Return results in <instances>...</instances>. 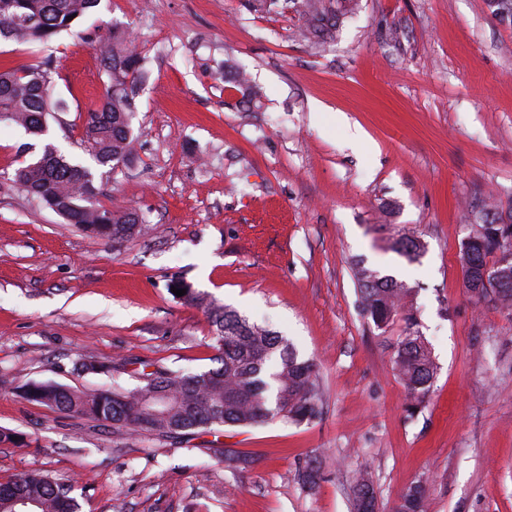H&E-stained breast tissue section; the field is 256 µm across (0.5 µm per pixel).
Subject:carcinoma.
Segmentation results:
<instances>
[{
  "instance_id": "obj_1",
  "label": "carcinoma",
  "mask_w": 512,
  "mask_h": 512,
  "mask_svg": "<svg viewBox=\"0 0 512 512\" xmlns=\"http://www.w3.org/2000/svg\"><path fill=\"white\" fill-rule=\"evenodd\" d=\"M101 0H0V39L45 44L71 30ZM305 20L304 35L314 42L337 37L343 24L358 9V0H289ZM108 69L112 93L101 109L88 113L82 143L99 166H116L134 152L126 84L136 78L139 60L129 52H112ZM56 104L50 94L49 65L0 70V123L12 122L39 137L47 128L34 116L49 117ZM13 180L28 194L68 223L108 241L118 243L144 223L138 214L108 209L96 203L101 194L92 169L70 162L57 149L45 155L41 166L26 162L15 169ZM493 224L479 222L464 237L460 260L469 294L477 290L479 269L492 264L512 270V260L499 253ZM393 249L408 261L418 260L424 243L413 236L396 239ZM363 316L386 329L402 316L406 329L393 345L391 361L407 395L406 411L414 415L426 402L438 373L427 339L414 329L413 289L389 275L359 262L353 267ZM497 305L512 312V275L493 289ZM206 313L214 327L219 351L217 366L199 372L159 366L145 374L141 384L79 390L55 382H33L21 394L34 402L104 424L116 433L147 439L180 438L223 427H253L273 418L300 425L320 413V389L313 360L300 356L293 344L275 332L243 318L226 306L209 305ZM158 392L174 401L167 415L156 416L142 401ZM215 458L231 470L244 469L251 457L228 448H214ZM304 487L312 489L319 478L317 459L299 470ZM353 512H362L363 498H375L368 475H352ZM74 486L42 473L23 474L0 484V512H16L18 502L33 504L35 512H77ZM394 512H426L425 486L417 482L399 497Z\"/></svg>"
}]
</instances>
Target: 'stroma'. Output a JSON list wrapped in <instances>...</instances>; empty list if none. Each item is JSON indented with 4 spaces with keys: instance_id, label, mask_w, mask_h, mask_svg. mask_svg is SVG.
<instances>
[{
    "instance_id": "stroma-1",
    "label": "stroma",
    "mask_w": 512,
    "mask_h": 512,
    "mask_svg": "<svg viewBox=\"0 0 512 512\" xmlns=\"http://www.w3.org/2000/svg\"><path fill=\"white\" fill-rule=\"evenodd\" d=\"M302 24L285 0H101L49 46L0 42V65L50 61L64 104L41 140L0 123V429L22 440L0 444V483L47 473L81 512H353L364 469L378 512L419 481L428 512H512V314L474 303L460 262L473 209L512 212V20L489 0H360L334 40ZM116 33L146 79L135 156L110 169L81 138ZM231 69L259 110L225 89ZM30 141L93 166L99 203L136 211L141 231L114 244L34 201L11 179ZM404 234L424 241L419 261L392 250ZM358 260L413 290L439 365L415 417L390 362L404 323L362 316ZM210 303L314 359L319 418L147 440L20 395L33 380L132 388L145 362L209 369ZM219 443L253 466L225 471ZM313 455L309 490L297 471ZM353 482V511L364 512L361 510L363 498L370 497L375 500V492L368 475L363 471H355L352 475Z\"/></svg>"
}]
</instances>
